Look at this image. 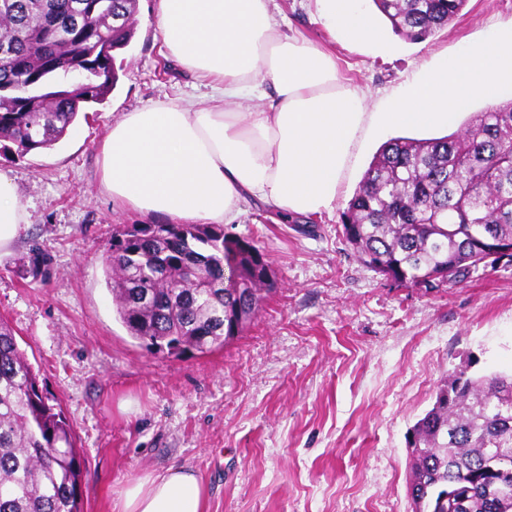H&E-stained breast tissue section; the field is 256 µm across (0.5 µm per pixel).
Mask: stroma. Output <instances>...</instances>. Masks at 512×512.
<instances>
[{
    "instance_id": "35a3bbf8",
    "label": "stroma",
    "mask_w": 512,
    "mask_h": 512,
    "mask_svg": "<svg viewBox=\"0 0 512 512\" xmlns=\"http://www.w3.org/2000/svg\"><path fill=\"white\" fill-rule=\"evenodd\" d=\"M158 0H137L135 35L112 93L53 148L0 154L30 223L0 253V319L83 459L84 512H113L121 485L192 469L206 512H412L408 437L453 370L512 372V262L433 290L364 265L342 213L384 144L368 137L334 209L311 223L248 208L226 233L259 247L276 289L224 349L149 352L118 320L104 260L115 228L137 223L99 183L97 145L123 113L209 89L167 56ZM378 41L350 45L317 0H271L285 33L332 52L343 81L380 111L443 54L512 27V0H468L423 41L394 34L364 0Z\"/></svg>"
}]
</instances>
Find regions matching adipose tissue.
Returning a JSON list of instances; mask_svg holds the SVG:
<instances>
[{
  "instance_id": "obj_1",
  "label": "adipose tissue",
  "mask_w": 512,
  "mask_h": 512,
  "mask_svg": "<svg viewBox=\"0 0 512 512\" xmlns=\"http://www.w3.org/2000/svg\"><path fill=\"white\" fill-rule=\"evenodd\" d=\"M351 43L377 30L356 0H320ZM171 57L214 89L207 106L179 98L124 113L97 146L100 184L137 215L172 224H233L244 206L314 217L332 210L368 130L446 128L470 100L512 87V28L424 69L380 112L366 111L334 59L282 34L270 0H158ZM258 98L256 112L240 111ZM30 215L0 174V250ZM207 489L183 467L127 481L114 512H205Z\"/></svg>"
}]
</instances>
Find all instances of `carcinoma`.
<instances>
[{
	"mask_svg": "<svg viewBox=\"0 0 512 512\" xmlns=\"http://www.w3.org/2000/svg\"><path fill=\"white\" fill-rule=\"evenodd\" d=\"M410 41L448 26L467 0H372ZM134 0H0V143L24 156L57 144L91 103L116 87L115 52L133 27ZM512 100L464 131L397 137L365 171L342 213L359 259L400 286L440 284L478 270L472 234L512 241ZM243 275L239 293L224 272ZM113 308L129 335L175 358L224 348L275 286L263 254L218 224H127L105 258ZM39 391L37 375L0 320V512H82L74 432ZM409 494L415 512H512V375L447 376L414 425ZM53 452L48 453L46 449Z\"/></svg>",
	"mask_w": 512,
	"mask_h": 512,
	"instance_id": "1",
	"label": "carcinoma"
}]
</instances>
